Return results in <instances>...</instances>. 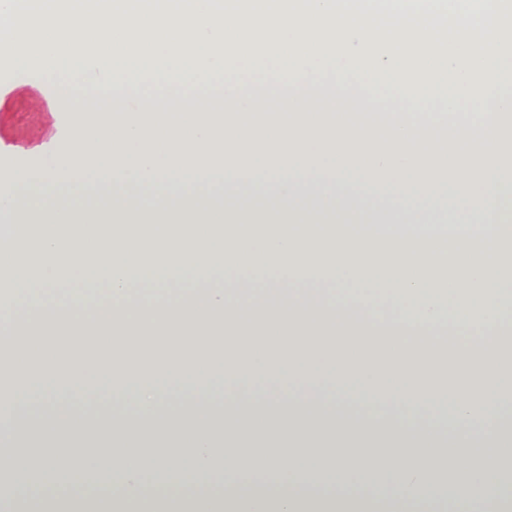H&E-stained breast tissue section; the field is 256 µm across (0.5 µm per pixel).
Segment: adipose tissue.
Segmentation results:
<instances>
[{"instance_id":"obj_1","label":"adipose tissue","mask_w":512,"mask_h":512,"mask_svg":"<svg viewBox=\"0 0 512 512\" xmlns=\"http://www.w3.org/2000/svg\"><path fill=\"white\" fill-rule=\"evenodd\" d=\"M175 19L176 0H0V65L26 75L0 90V112L21 101L35 114L28 130L0 124V158L27 161L0 181L14 233L0 248V332L16 342L17 389L92 379L138 396L136 416L52 425L93 453L43 449L38 478L0 454V512L32 485L39 512H512V181L370 154L355 180L342 174L352 155L282 153L280 167L300 172L288 182L262 152H180ZM116 89L122 107L100 104ZM382 177L416 196L446 180L466 221L348 197ZM373 224L392 236H371ZM232 275L254 282L247 297L217 289ZM293 281L329 288L307 299ZM88 283L106 304L83 318L62 294ZM381 299L391 318L373 317ZM452 320L459 348L444 373L435 345ZM52 335L64 342L46 358ZM139 336L176 348L140 355ZM214 380L283 391L289 408L255 403L221 430L184 410L157 419L158 389ZM316 389L400 407L407 431L306 415ZM439 396L461 422L489 410L491 457L419 431ZM101 471L121 477L120 494L86 485ZM185 486L196 495L174 496Z\"/></svg>"}]
</instances>
